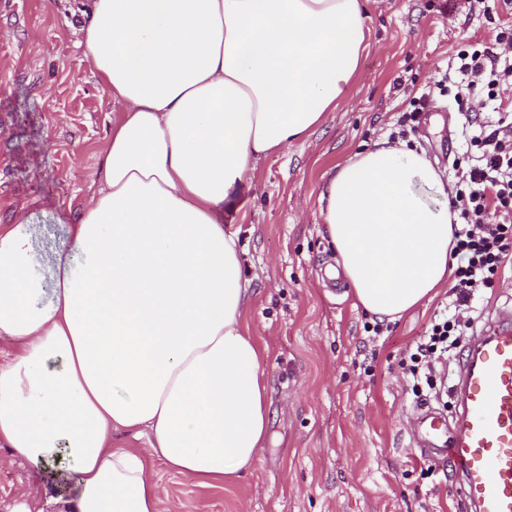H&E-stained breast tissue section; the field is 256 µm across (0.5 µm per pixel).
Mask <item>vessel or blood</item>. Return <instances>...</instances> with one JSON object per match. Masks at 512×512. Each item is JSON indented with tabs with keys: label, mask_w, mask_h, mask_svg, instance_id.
I'll return each instance as SVG.
<instances>
[{
	"label": "vessel or blood",
	"mask_w": 512,
	"mask_h": 512,
	"mask_svg": "<svg viewBox=\"0 0 512 512\" xmlns=\"http://www.w3.org/2000/svg\"><path fill=\"white\" fill-rule=\"evenodd\" d=\"M457 411L413 421L425 455L452 462L474 512H512V309L497 310L467 344L456 388Z\"/></svg>",
	"instance_id": "obj_1"
}]
</instances>
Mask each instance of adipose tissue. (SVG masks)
Listing matches in <instances>:
<instances>
[{
    "label": "adipose tissue",
    "mask_w": 512,
    "mask_h": 512,
    "mask_svg": "<svg viewBox=\"0 0 512 512\" xmlns=\"http://www.w3.org/2000/svg\"><path fill=\"white\" fill-rule=\"evenodd\" d=\"M81 44L124 111L51 250L0 225V449L56 462L51 512H159L153 462L220 487L269 426L250 281L224 222L253 162L334 111L364 0H88ZM353 297L396 319L448 281V191L425 152L356 153L320 192ZM147 438L116 448L113 433Z\"/></svg>",
    "instance_id": "adipose-tissue-1"
}]
</instances>
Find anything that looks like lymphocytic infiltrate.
<instances>
[{
    "mask_svg": "<svg viewBox=\"0 0 512 512\" xmlns=\"http://www.w3.org/2000/svg\"><path fill=\"white\" fill-rule=\"evenodd\" d=\"M455 86L438 81L440 95H452L459 109L480 112L493 100L500 82L512 78V64L503 62L496 45L458 52ZM476 155L455 181L450 204L455 262L451 293L455 310L468 309L474 293L491 285L498 268L512 251V120L481 126L471 139ZM459 342L458 323L453 318L435 321L419 339L403 368L412 382L418 403H425L433 389L435 363Z\"/></svg>",
    "mask_w": 512,
    "mask_h": 512,
    "instance_id": "f902f5d3",
    "label": "lymphocytic infiltrate"
}]
</instances>
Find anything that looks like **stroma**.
<instances>
[{"label":"stroma","mask_w":512,"mask_h":512,"mask_svg":"<svg viewBox=\"0 0 512 512\" xmlns=\"http://www.w3.org/2000/svg\"><path fill=\"white\" fill-rule=\"evenodd\" d=\"M73 0H0V224L26 215L51 248L63 235L53 202L81 207L100 174V152L122 112L84 59ZM369 43L336 111L304 141L252 164L254 188L230 229L251 280L244 320L266 350L269 429L251 471L221 488L155 463L160 512H468L451 463L411 440L417 405L401 366L450 301L448 287L399 319L366 325L334 264L319 194L335 167L375 142L423 148L444 180L466 136L449 96H435L416 134L396 137L414 97L440 79L467 45L512 29V0L472 14L466 0H366ZM512 307V253L492 287L459 314L465 339L488 316ZM461 349L436 371L427 404L456 408ZM27 463L0 450V512H38L51 490Z\"/></svg>","instance_id":"obj_1"}]
</instances>
